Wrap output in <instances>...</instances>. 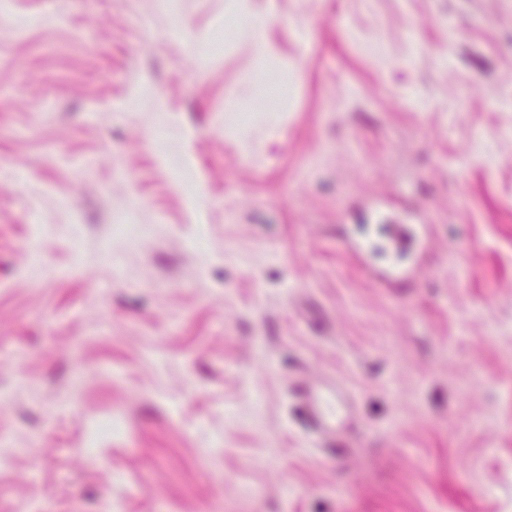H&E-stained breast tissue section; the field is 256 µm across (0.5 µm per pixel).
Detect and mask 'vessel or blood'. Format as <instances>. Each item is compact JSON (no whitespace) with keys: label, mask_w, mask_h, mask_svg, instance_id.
Listing matches in <instances>:
<instances>
[{"label":"vessel or blood","mask_w":512,"mask_h":512,"mask_svg":"<svg viewBox=\"0 0 512 512\" xmlns=\"http://www.w3.org/2000/svg\"><path fill=\"white\" fill-rule=\"evenodd\" d=\"M296 397L304 428L326 440H333L336 436L337 417L348 406L346 391L333 382L316 389L300 387Z\"/></svg>","instance_id":"1"}]
</instances>
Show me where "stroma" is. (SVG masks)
<instances>
[{"instance_id":"1","label":"stroma","mask_w":512,"mask_h":512,"mask_svg":"<svg viewBox=\"0 0 512 512\" xmlns=\"http://www.w3.org/2000/svg\"><path fill=\"white\" fill-rule=\"evenodd\" d=\"M253 4L8 0L0 512H512V0ZM236 10L244 21V29L249 37L260 44L268 24V16L254 11L249 0L236 1ZM296 397L304 428L332 441L336 436L338 414L348 407L346 391L333 382L316 389L301 386Z\"/></svg>"}]
</instances>
